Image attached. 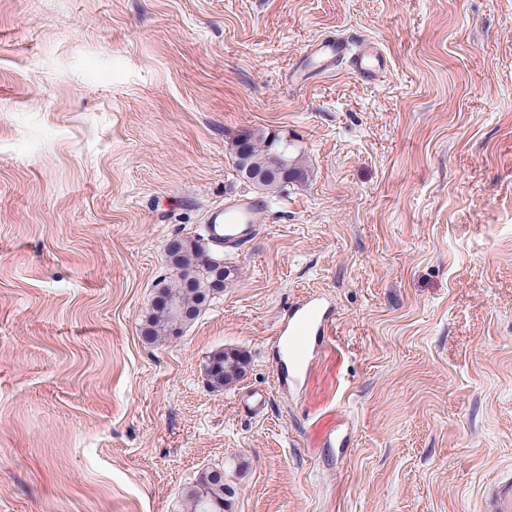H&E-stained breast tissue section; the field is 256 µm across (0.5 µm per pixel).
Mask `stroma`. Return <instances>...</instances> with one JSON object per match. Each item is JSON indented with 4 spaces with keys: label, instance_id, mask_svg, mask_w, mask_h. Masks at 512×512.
<instances>
[{
    "label": "stroma",
    "instance_id": "1",
    "mask_svg": "<svg viewBox=\"0 0 512 512\" xmlns=\"http://www.w3.org/2000/svg\"><path fill=\"white\" fill-rule=\"evenodd\" d=\"M350 33L387 73L293 90ZM245 128L305 179L239 176ZM240 191L223 292L146 341L169 243ZM214 470L224 512H484L512 474V0H0V512H184ZM331 308L319 297H310L288 312L279 334L294 338L298 345L315 350L326 335ZM247 364L246 356L237 350H223L213 354L207 370L210 384L224 388L239 381L246 373Z\"/></svg>",
    "mask_w": 512,
    "mask_h": 512
}]
</instances>
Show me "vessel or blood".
Wrapping results in <instances>:
<instances>
[{
	"instance_id": "1",
	"label": "vessel or blood",
	"mask_w": 512,
	"mask_h": 512,
	"mask_svg": "<svg viewBox=\"0 0 512 512\" xmlns=\"http://www.w3.org/2000/svg\"><path fill=\"white\" fill-rule=\"evenodd\" d=\"M308 57L316 61L319 72L331 75L336 70L345 69L366 83L376 81L387 68V60L381 49L372 45H356L354 39L343 35L328 36L316 42ZM263 208V203L251 196H231L224 207L209 213V240L227 247L242 245L255 236L256 222ZM330 317V306L321 298L311 297L288 312L279 332L294 338L300 346L314 349L325 336Z\"/></svg>"
}]
</instances>
